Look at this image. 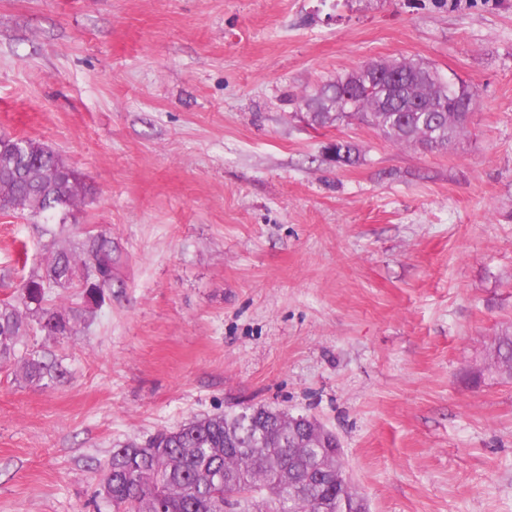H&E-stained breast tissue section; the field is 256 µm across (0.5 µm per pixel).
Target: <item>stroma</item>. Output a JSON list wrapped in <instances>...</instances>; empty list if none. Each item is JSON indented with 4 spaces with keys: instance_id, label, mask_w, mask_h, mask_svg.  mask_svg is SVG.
<instances>
[{
    "instance_id": "1",
    "label": "stroma",
    "mask_w": 512,
    "mask_h": 512,
    "mask_svg": "<svg viewBox=\"0 0 512 512\" xmlns=\"http://www.w3.org/2000/svg\"><path fill=\"white\" fill-rule=\"evenodd\" d=\"M402 58L476 94L447 152L310 124ZM1 134L81 174L119 285L24 338L63 380L0 367V512H112L113 448L242 400L334 432L367 512H512V0H0ZM55 227L0 215V303Z\"/></svg>"
}]
</instances>
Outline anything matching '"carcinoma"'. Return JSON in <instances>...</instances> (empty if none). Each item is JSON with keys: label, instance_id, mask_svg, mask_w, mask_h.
I'll return each mask as SVG.
<instances>
[{"label": "carcinoma", "instance_id": "obj_1", "mask_svg": "<svg viewBox=\"0 0 512 512\" xmlns=\"http://www.w3.org/2000/svg\"><path fill=\"white\" fill-rule=\"evenodd\" d=\"M356 85L355 111L342 108L349 85ZM379 82L367 84L357 72L338 75L309 98L330 107L314 112L321 126L351 119L379 131L396 143H416L443 152L466 128L476 94L448 102L438 74L404 62L395 95L385 97ZM19 138L0 148V213L23 211L33 217L57 214L81 205L87 189L76 170L51 149ZM331 158L351 165L355 145L338 141ZM112 261V236L106 232L56 249L47 264L32 271L16 290V303L0 305V364L19 360L24 377L39 383L65 377L61 363L49 353L18 349L22 339L38 330L47 336H68L83 312L62 313L51 304L56 288L88 291L91 268ZM500 365L512 373V331L494 339ZM301 428L291 415L269 406L242 405L227 414L196 418L163 430L143 443L127 442L114 449L104 473L105 498L112 512H359L363 499L350 483L336 481L345 473L343 451L331 431L318 433L317 447L294 448Z\"/></svg>", "mask_w": 512, "mask_h": 512}]
</instances>
